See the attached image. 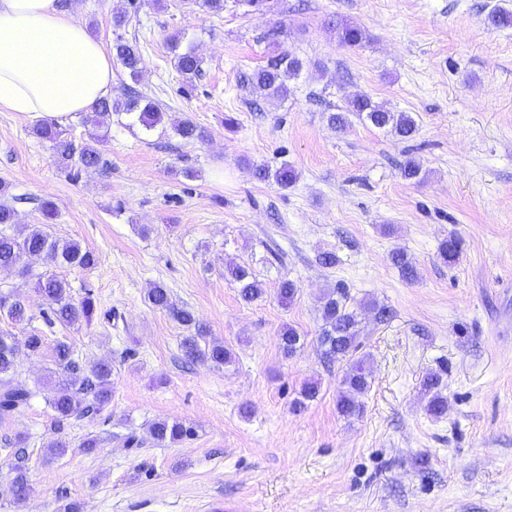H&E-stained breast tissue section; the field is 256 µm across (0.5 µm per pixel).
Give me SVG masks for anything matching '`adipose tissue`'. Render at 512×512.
<instances>
[{
  "mask_svg": "<svg viewBox=\"0 0 512 512\" xmlns=\"http://www.w3.org/2000/svg\"><path fill=\"white\" fill-rule=\"evenodd\" d=\"M111 93V56L58 0H0V110L66 126Z\"/></svg>",
  "mask_w": 512,
  "mask_h": 512,
  "instance_id": "obj_1",
  "label": "adipose tissue"
}]
</instances>
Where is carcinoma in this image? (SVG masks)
<instances>
[{
  "instance_id": "1",
  "label": "carcinoma",
  "mask_w": 512,
  "mask_h": 512,
  "mask_svg": "<svg viewBox=\"0 0 512 512\" xmlns=\"http://www.w3.org/2000/svg\"><path fill=\"white\" fill-rule=\"evenodd\" d=\"M339 42L354 47L363 40L362 30L354 25L337 26ZM181 35L169 37L170 49L174 52V62L178 71L188 79L202 74V60L197 54L187 49L179 50ZM113 55L121 64L130 79L138 81L143 61L136 45L117 38L113 44ZM303 69V62L290 52H282L266 66L243 75V82L267 101H284L288 98V79L297 76ZM127 114L147 129H153L163 123L164 112L154 100L133 93L122 99H101L83 118V124L94 130L109 128L112 115ZM354 114L366 120L374 127L385 129L388 133L401 139L415 135V121L404 112H392L374 104L366 97H356L348 102L344 112L332 113L328 122L343 131L349 124L348 115ZM177 135L188 141H203L206 132L195 123L185 120L175 125ZM32 133L41 141L49 144L54 164L76 180L81 173L89 169H104L106 161L99 150L93 146L98 136L91 133L89 140H76L68 127L55 122L36 125ZM256 176L261 180L270 177L286 188L297 179L295 170L288 163L281 164L275 171L265 167L256 168ZM42 223L36 224L23 236L7 232V228L17 223V211L3 199L0 201V271H15L21 277L34 281V288L40 293L47 309L42 311L47 323L57 322L71 326L83 319H90L94 310L92 291L74 300L70 284L54 273H33L28 259L40 257L48 267H73L89 269L96 265L94 251L82 246L77 241L60 240L48 231L49 225L56 220V205L44 200L39 206ZM461 251V241L451 235L439 246V255L443 262L452 265ZM390 260L406 279L416 278V268L402 249L391 252ZM231 275L239 285V295L246 303L261 298L265 290L245 267L237 266ZM147 299L150 304L168 313L177 323L188 330L189 335L181 340V348L187 359L220 367L231 362L232 352L223 344L209 341L210 331L186 307L177 306L167 289L161 285L152 288ZM362 304L354 302L349 290L343 285L328 290L321 298V321L317 337L322 356L330 363L345 362L349 368L341 381V390L337 400L339 412L346 416H358L363 412V397L370 389V371L366 368V355L360 352L362 341L361 311ZM0 312L7 314L12 321L22 323L30 320L28 306L20 297L10 292H0ZM298 332L288 327L280 336L281 348L288 356L293 355L300 343ZM20 349L13 337L0 334V420L8 421L30 405L32 390L15 382L14 375L18 365ZM52 364L55 369L49 377L55 379V395L49 401L55 413V423L61 428L73 419L86 418L101 412L112 398V364L106 361L87 363L76 355L74 348L67 342L59 341L51 349ZM423 393L429 397L427 410L430 415L440 417L448 411L447 385L442 374L430 373L421 383ZM153 443L158 446L181 443L195 435L193 426L180 421L157 420L149 428ZM10 456L13 459L14 477L4 487H0V496L20 505L34 492V487L27 477L29 453L22 436L14 438Z\"/></svg>"
}]
</instances>
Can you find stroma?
<instances>
[{
	"mask_svg": "<svg viewBox=\"0 0 512 512\" xmlns=\"http://www.w3.org/2000/svg\"><path fill=\"white\" fill-rule=\"evenodd\" d=\"M123 2L71 8L104 48L119 35L137 41L138 88L160 104L163 125L148 132L113 116L98 144L106 170L74 182L28 120L0 112V182L21 199L13 233L41 223L49 198L52 235L98 258L57 271L74 298H95L91 321L75 326L46 323L33 284L0 271V290L34 313L23 325L0 316V333L63 340L112 363L110 403L59 432L50 356L20 359L17 380L36 394L0 422V442L25 436L35 492L20 505L0 499V512H512V27L487 20L512 0H270L264 14L230 2L217 15L197 0H146L116 29ZM342 23L364 31L360 45H339ZM177 32L203 60L191 85L168 46ZM284 51L306 66L287 101H259L241 77ZM359 95L409 113L415 136L357 120L337 132L328 113ZM184 120L207 140L184 142L173 130ZM410 156L422 181L399 173ZM284 162L298 174L289 188L254 175ZM452 234L462 251L447 265L438 246ZM397 248L416 280L392 265ZM323 251L335 266L319 264ZM233 264L262 283L263 299L241 300L225 273ZM285 279L298 289L287 306L277 297ZM339 282L392 312L381 324L362 315L371 377L357 417L336 407L343 364L317 346L320 299ZM157 285L206 323L231 363L186 361V329L147 300ZM287 326L303 340L290 356ZM439 369L449 403L437 420L420 385ZM311 381L318 395L295 411ZM159 419L195 435L155 446L148 429ZM131 432L141 447L124 446ZM90 435L100 445L87 454ZM54 441L64 455L50 456Z\"/></svg>",
	"mask_w": 512,
	"mask_h": 512,
	"instance_id": "35a3bbf8",
	"label": "stroma"
}]
</instances>
